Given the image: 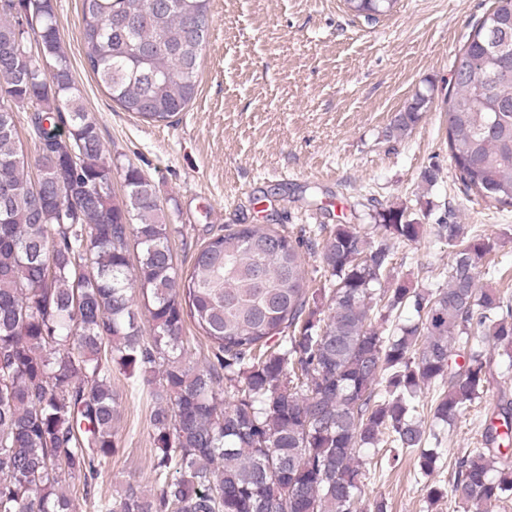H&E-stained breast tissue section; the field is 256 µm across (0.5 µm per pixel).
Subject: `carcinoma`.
Here are the masks:
<instances>
[{
  "label": "carcinoma",
  "instance_id": "1",
  "mask_svg": "<svg viewBox=\"0 0 512 512\" xmlns=\"http://www.w3.org/2000/svg\"><path fill=\"white\" fill-rule=\"evenodd\" d=\"M9 2L0 9V512H73L69 480L89 486L116 448V365L139 367L134 386L154 398L158 457L151 486L128 482L99 512H357L360 454L385 446L389 461L419 449L431 475L438 453L425 447L423 388L445 387L434 417L451 427L490 383L491 358L475 339L512 367V304L481 284L501 273L483 264L494 244L438 225L452 247L448 282L415 288L393 274L391 241L417 242L422 225L390 205L368 231H329L315 290L304 227L226 228L185 277L171 248L181 228L149 179L129 164L122 195L114 191L53 0ZM344 2L373 24L398 0ZM81 4L86 62L124 111L159 123L195 100L210 0ZM22 11L35 18L26 32ZM506 51L512 0H493L455 55L447 108L458 179L503 208L512 207V79L497 77ZM430 103L416 93L388 136L411 131ZM25 108L39 120L32 151L17 131ZM406 308L418 320L394 323ZM187 316L208 342L202 367L183 336ZM484 442L458 460L448 487L426 486L428 502L497 512L512 497L511 399L486 418Z\"/></svg>",
  "mask_w": 512,
  "mask_h": 512
}]
</instances>
